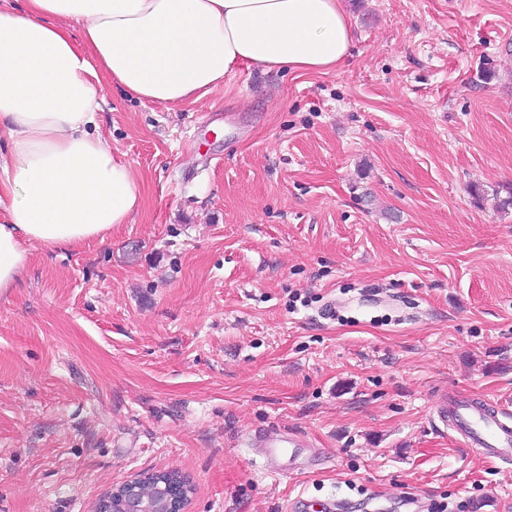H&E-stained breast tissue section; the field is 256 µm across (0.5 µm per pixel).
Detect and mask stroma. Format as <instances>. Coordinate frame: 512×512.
Segmentation results:
<instances>
[{"label":"stroma","mask_w":512,"mask_h":512,"mask_svg":"<svg viewBox=\"0 0 512 512\" xmlns=\"http://www.w3.org/2000/svg\"><path fill=\"white\" fill-rule=\"evenodd\" d=\"M327 73L240 65L169 108L104 83L132 223L35 246L0 295V512H94L147 469L186 512H512V465L433 422L512 407V0H344ZM325 460L271 473L248 443ZM251 447L260 448L258 456L265 467L278 472L279 462L288 455L290 469H302L305 459L314 458L320 449H314L309 456L301 455V448H308L306 441L296 432L282 430L273 432L269 430H256L249 438Z\"/></svg>","instance_id":"stroma-1"}]
</instances>
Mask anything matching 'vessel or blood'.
<instances>
[{
	"label": "vessel or blood",
	"instance_id": "vessel-or-blood-1",
	"mask_svg": "<svg viewBox=\"0 0 512 512\" xmlns=\"http://www.w3.org/2000/svg\"><path fill=\"white\" fill-rule=\"evenodd\" d=\"M433 418L448 428L461 446L499 463L512 464V410L495 401L477 402L462 392L441 396L433 407ZM265 467L278 470L280 461L302 469L305 440L296 432L255 431L249 438Z\"/></svg>",
	"mask_w": 512,
	"mask_h": 512
}]
</instances>
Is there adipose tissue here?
<instances>
[{
    "label": "adipose tissue",
    "instance_id": "adipose-tissue-1",
    "mask_svg": "<svg viewBox=\"0 0 512 512\" xmlns=\"http://www.w3.org/2000/svg\"><path fill=\"white\" fill-rule=\"evenodd\" d=\"M351 43L341 0H0V295L29 245L105 238L142 207L129 164L98 132V75L171 107L246 63L338 69Z\"/></svg>",
    "mask_w": 512,
    "mask_h": 512
}]
</instances>
